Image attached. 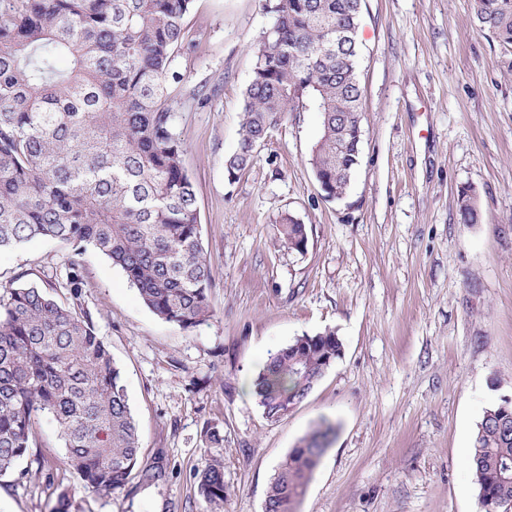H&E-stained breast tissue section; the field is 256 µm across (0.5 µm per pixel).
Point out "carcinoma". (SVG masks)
<instances>
[{
    "label": "carcinoma",
    "instance_id": "obj_1",
    "mask_svg": "<svg viewBox=\"0 0 512 512\" xmlns=\"http://www.w3.org/2000/svg\"><path fill=\"white\" fill-rule=\"evenodd\" d=\"M193 0H0V248L33 238L90 247L120 268L144 304L183 330L211 317L213 269L193 182L185 169L179 110L205 104L178 60L192 47L184 26ZM364 0H269L270 28L255 46L243 92L241 138L225 160L229 179L290 112L319 114L308 158L323 198L347 194L359 164L362 90L356 31ZM476 26L512 49V0H472ZM291 215L282 242L301 244ZM70 301L24 283L0 296V476L29 455L43 415L59 426L65 458L85 487L108 492L133 471L153 484L164 466L140 461L120 369L84 308L79 262ZM336 332L296 337L252 382L265 418L313 389L338 357ZM335 426L322 420L270 479L265 512H295ZM469 466L481 505L512 500V420L485 411ZM197 493L224 506V460L197 471Z\"/></svg>",
    "mask_w": 512,
    "mask_h": 512
}]
</instances>
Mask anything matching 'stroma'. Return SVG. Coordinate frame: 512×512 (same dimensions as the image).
<instances>
[{"label": "stroma", "mask_w": 512, "mask_h": 512, "mask_svg": "<svg viewBox=\"0 0 512 512\" xmlns=\"http://www.w3.org/2000/svg\"><path fill=\"white\" fill-rule=\"evenodd\" d=\"M272 21L266 0H194L185 18L194 46L179 70L215 90L181 115L214 274L209 321H162L93 251L45 239L0 250V295L23 279L66 299L58 283L79 260L141 459L162 461L165 481L86 489L45 417L29 458L0 477V512H52L61 493L69 512H207L196 472L210 454L224 458V512H263L271 476L323 419L335 434L296 512H483L465 460L485 410L512 397V51L477 30L470 0H364L360 163L331 202L308 164L314 112L289 113L251 168L227 177L253 46ZM287 214L306 227L304 251L280 242ZM326 330L340 356L267 421L253 378Z\"/></svg>", "instance_id": "1"}]
</instances>
